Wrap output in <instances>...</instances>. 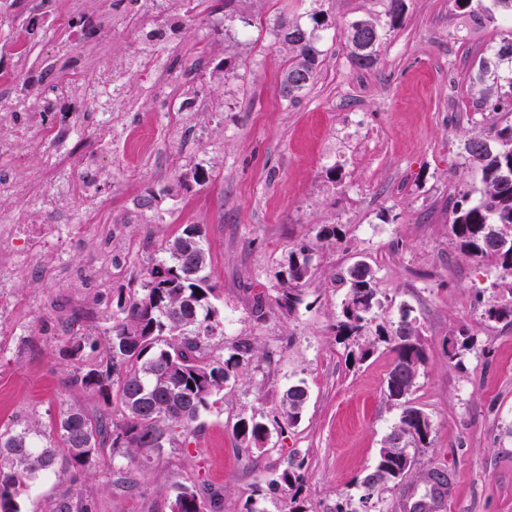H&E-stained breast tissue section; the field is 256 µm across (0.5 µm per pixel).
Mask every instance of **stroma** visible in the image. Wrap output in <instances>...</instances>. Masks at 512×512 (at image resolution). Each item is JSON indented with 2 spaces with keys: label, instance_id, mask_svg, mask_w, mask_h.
Returning <instances> with one entry per match:
<instances>
[{
  "label": "stroma",
  "instance_id": "obj_1",
  "mask_svg": "<svg viewBox=\"0 0 512 512\" xmlns=\"http://www.w3.org/2000/svg\"><path fill=\"white\" fill-rule=\"evenodd\" d=\"M232 18L217 0H50L40 15L30 0H0V98L23 86L52 94L71 72L111 85V104L85 97L59 102L47 123L77 110L82 137L51 145L11 115L0 141L23 157L17 192L0 193V226L69 224L86 233L65 239L53 277L23 236L0 238V251L24 264L8 290L6 314L16 333L0 339V429L44 432L67 408L109 411L119 404L71 387L74 372L98 362L112 334L117 300L132 296L141 272L162 257L165 242L199 226L222 321L213 338L230 351L250 338L248 366L230 380L198 431L139 466L103 451L92 472L59 467L32 484L24 512H54L71 494L92 512H170L175 483H206L224 498L223 512H411L433 476L444 482L435 512H512V324L489 320L493 305L512 302L494 260L465 256L448 233V197L479 201L481 173L465 143L512 112H487L474 79L481 57L512 32L490 19L492 0L456 8L452 0H405L392 24L387 0H235ZM100 17L98 31L58 25L63 14ZM313 28L321 68L298 102L280 83L288 50L273 27L277 16ZM322 25H314L313 17ZM372 21L381 34L378 62L359 69L345 33ZM210 174L187 180L195 166ZM86 171L83 196L44 195L60 169ZM163 191L154 209L138 199ZM308 247L312 275L298 287L292 312L275 299L287 287L288 255ZM371 267L377 325L391 332L409 320L420 330L426 359L410 394L431 418L428 448L401 481L385 484L362 505L363 477L399 420L386 396L394 360L379 341L365 361L341 341L336 326L347 289L337 275L355 263ZM268 304L256 322V298ZM473 339L461 365L449 364L448 340ZM88 345L61 350L71 336ZM302 384L308 402L296 423L280 400ZM263 415V448L242 447L240 418ZM290 460L303 478L270 490L268 480ZM135 481L117 486L121 475Z\"/></svg>",
  "mask_w": 512,
  "mask_h": 512
}]
</instances>
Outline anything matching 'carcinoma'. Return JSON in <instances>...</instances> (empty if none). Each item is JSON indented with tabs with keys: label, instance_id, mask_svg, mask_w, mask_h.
I'll return each instance as SVG.
<instances>
[{
	"label": "carcinoma",
	"instance_id": "carcinoma-1",
	"mask_svg": "<svg viewBox=\"0 0 512 512\" xmlns=\"http://www.w3.org/2000/svg\"><path fill=\"white\" fill-rule=\"evenodd\" d=\"M291 56L281 81L284 97L294 101L314 82L323 51L313 31L279 16L274 23ZM381 34L369 20L352 23L347 32L351 57L356 66L377 64ZM497 63L482 59L476 80H493L484 100L494 112H512V78L509 90L496 86ZM490 137H472L465 144L470 165L482 174L483 192L478 203L463 193L451 209L450 232L464 255L473 259L493 258L502 271L512 276V124L489 128ZM163 251L168 258L156 260L142 272L139 291L128 300L117 301L113 314L112 338L105 359L85 371L73 374L70 383L98 393L107 404L120 403L122 416L92 417L80 408L62 412L53 433L43 442L32 438V430L0 431V512H22V496L30 484L53 470L58 457L82 470L94 468L99 451L138 463L165 448H181L194 435L201 414L216 403L229 379L249 360L252 344L242 340L224 356L216 354L210 340L221 321L212 303L214 286L208 272V252L199 229L186 226L169 240ZM311 266L307 249L289 256L288 283L298 285L309 279ZM347 297L342 319L336 325L342 340L359 336L374 321L378 302L372 269L357 263L339 274ZM383 340L395 354L387 379V397L398 402L401 413L397 426L379 450L375 470L364 477V502L388 481L406 477L415 462L416 451L430 444L432 422L409 395L425 353L418 331L403 321ZM471 349L466 334L448 341V362L461 364ZM308 389L294 385L283 394L281 406L288 423L300 418L308 401ZM234 434L250 445L268 436L263 417L240 419ZM302 465L289 462L268 481L272 490L287 488L302 479ZM170 512H208L206 498L193 484L175 485Z\"/></svg>",
	"mask_w": 512,
	"mask_h": 512
}]
</instances>
